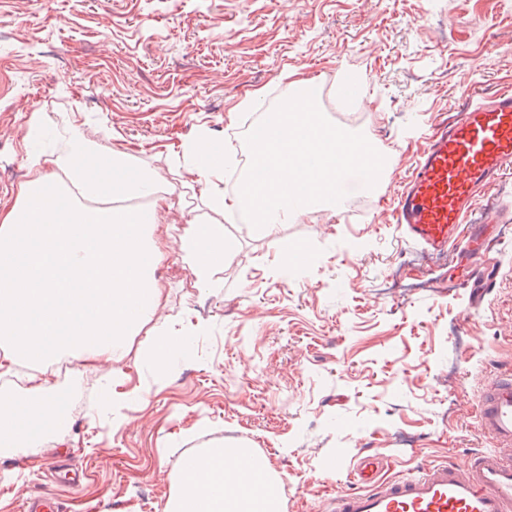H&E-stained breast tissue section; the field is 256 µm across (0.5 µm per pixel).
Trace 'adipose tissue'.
Wrapping results in <instances>:
<instances>
[{"instance_id":"adipose-tissue-1","label":"adipose tissue","mask_w":512,"mask_h":512,"mask_svg":"<svg viewBox=\"0 0 512 512\" xmlns=\"http://www.w3.org/2000/svg\"><path fill=\"white\" fill-rule=\"evenodd\" d=\"M289 105L258 131L260 155L249 193L225 195L224 142L202 133L181 147L183 169L207 182L209 221L191 222L182 259L198 281L211 282L232 245L224 212L249 207L267 235L318 206L336 203L344 170H362L378 185L383 162L367 142L327 127L314 109L306 81ZM28 174L15 202L0 207V376L30 364L27 399L0 392V448H32L58 430L65 399L49 387L48 370L63 353L110 368L119 366L130 336L150 326L149 353L168 366L180 344L160 314L163 290L154 272L164 237L180 216L166 203L157 172L128 148L102 149L72 136L57 155L27 154ZM70 185L62 187L58 177ZM164 512H280L278 482L251 449L208 448L189 456Z\"/></svg>"}]
</instances>
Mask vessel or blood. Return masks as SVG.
<instances>
[{
  "instance_id": "1",
  "label": "vessel or blood",
  "mask_w": 512,
  "mask_h": 512,
  "mask_svg": "<svg viewBox=\"0 0 512 512\" xmlns=\"http://www.w3.org/2000/svg\"><path fill=\"white\" fill-rule=\"evenodd\" d=\"M511 169L512 92L503 91L464 108L448 130L427 135L397 194L396 221L408 238L446 248L480 192ZM495 277L494 264L479 256L464 286L479 302ZM476 417L492 448L381 482L370 479L374 459L360 458L359 487L333 498L327 512H512V369L482 386Z\"/></svg>"
}]
</instances>
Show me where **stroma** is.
I'll list each match as a JSON object with an SVG mask.
<instances>
[{"instance_id": "1", "label": "stroma", "mask_w": 512, "mask_h": 512, "mask_svg": "<svg viewBox=\"0 0 512 512\" xmlns=\"http://www.w3.org/2000/svg\"><path fill=\"white\" fill-rule=\"evenodd\" d=\"M348 72L368 77L350 109ZM293 76L313 80L326 125L389 155L382 187L350 170L335 208L273 237L225 215L234 249L210 284L167 238L155 277L191 356L158 368L140 332L117 386L63 356L66 423L38 439L39 459L0 449V512L36 494L66 512H162L180 461L220 441L267 462L282 512H324L359 457L385 458L391 479L492 447L475 399L512 363V223L488 247L497 285L472 309L467 256L408 239L391 209L423 130L512 90V0H0V204L26 177L21 136L40 112L53 132L41 154L73 133L124 143L174 211L204 218L205 187L183 183L173 147L202 128L222 138L232 184L245 117L293 93ZM284 242L307 246L303 271ZM114 387L120 405L102 408Z\"/></svg>"}]
</instances>
